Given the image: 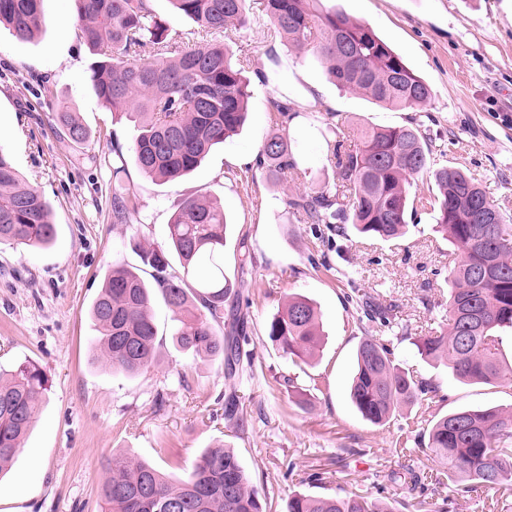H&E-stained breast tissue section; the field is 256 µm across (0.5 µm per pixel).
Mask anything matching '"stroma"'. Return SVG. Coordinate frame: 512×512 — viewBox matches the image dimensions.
Masks as SVG:
<instances>
[{"label": "stroma", "instance_id": "stroma-1", "mask_svg": "<svg viewBox=\"0 0 512 512\" xmlns=\"http://www.w3.org/2000/svg\"><path fill=\"white\" fill-rule=\"evenodd\" d=\"M320 7L369 24L431 85V101L390 108L338 87L311 52L271 37L258 12L234 35L251 79L244 126L193 173L168 183L140 173L130 150L133 123L112 116L92 90L94 56L77 34L76 0H43L47 26L33 41L18 42L0 28V145L47 199L57 226L49 249L0 247V365L32 362L50 384L37 425L0 477V512H102L99 472L110 456L129 450L180 475L218 440L234 448L277 510L319 473L318 493L365 492L394 512L416 499L430 512L445 501L449 512H512V496L467 493L449 479L411 489L410 474L443 469L423 439L398 444L415 407L401 406L378 426L349 396L357 346L378 336L400 368L437 387L435 415L489 407L512 413V382L457 381L416 347L431 329L445 328L448 273L460 259L422 203L436 191L430 175L417 178L409 231L395 242L367 239L350 226L336 233L300 222L285 205L293 195L333 185L328 158L336 137L325 122L333 112L354 130L420 124L435 162L461 168L511 218L512 0H321ZM277 101L295 113L288 135L306 173L296 182L258 163L276 128ZM64 107L88 129L87 142L73 143L58 129L53 117ZM120 162L135 201L121 220L112 211V168ZM196 194L220 202L229 220L224 269L241 292L255 376L225 379L216 364L175 346L158 292L155 363L137 376L112 372L93 358L89 307L114 265L142 272L132 235L164 243L176 205ZM357 287L366 301L394 305L391 327L365 319L364 300L353 297ZM291 295L316 303L323 332L300 368L265 334ZM288 373L298 374L299 391L283 385ZM231 395L248 420L245 431L224 419Z\"/></svg>", "mask_w": 512, "mask_h": 512}]
</instances>
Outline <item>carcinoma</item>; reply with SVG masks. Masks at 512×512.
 Instances as JSON below:
<instances>
[{"instance_id":"obj_1","label":"carcinoma","mask_w":512,"mask_h":512,"mask_svg":"<svg viewBox=\"0 0 512 512\" xmlns=\"http://www.w3.org/2000/svg\"><path fill=\"white\" fill-rule=\"evenodd\" d=\"M170 2L198 26L205 45L186 47L174 40L151 0H78L80 37L98 55L89 82L107 110L134 123L131 151L140 172L163 182L188 176L214 146L236 134L251 97L247 59L229 35L251 22L247 0ZM319 2L262 0L261 8L273 33L312 52L339 85L395 107L415 108L431 100L429 85L371 27L342 12H324ZM1 24L20 42L34 39L46 26L42 0H0ZM275 107L280 130L265 139L264 164L303 179L284 134L290 107L280 102ZM56 119L73 142L89 138L70 109L56 113ZM329 162L336 172L334 187L298 194L286 205L307 224L338 231L350 224L384 241L405 235L415 177L431 171L438 188L430 202L436 230L449 237L462 260L451 271L448 327L423 337L418 350L427 360L447 364L460 381L511 379L512 364L503 366L496 332L512 329V224L475 179L448 165L429 169V149L416 124L370 128L360 143L332 151ZM123 172L122 164L113 168L112 204L119 220L131 203ZM226 227L221 205L188 196L167 224L166 244L140 233L131 244L173 314V343L222 362L224 376L234 378L253 366V354L243 349L241 314L234 305L238 292L224 272ZM55 238L49 204L0 147V244L24 253L47 248ZM489 262L494 274L483 280L480 270ZM151 290L137 272L116 266L91 305L97 331L93 349L114 372L133 376L154 364L158 329ZM265 333L293 363L304 362L320 341L319 311L310 299L292 296L272 315ZM47 384L44 371L29 362L0 369V474L36 423ZM436 396L430 382L396 367L382 339L361 340L350 398L364 419L384 425L401 404ZM427 448L466 481L467 491L512 494V418L492 408L460 409L433 423ZM99 485L105 512H272L270 496L221 441L206 448L182 476L167 475L130 452L117 454ZM284 512L392 510L359 492H296Z\"/></svg>"}]
</instances>
